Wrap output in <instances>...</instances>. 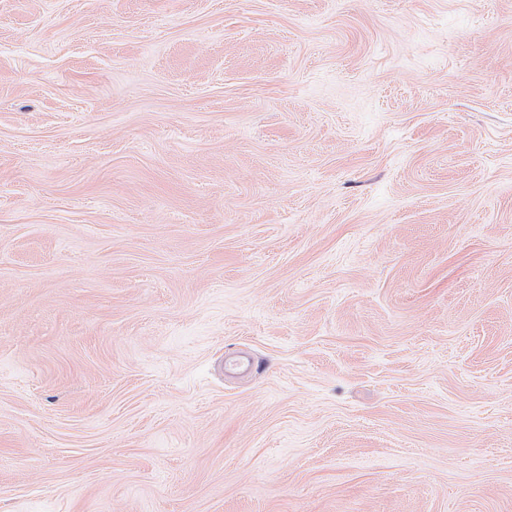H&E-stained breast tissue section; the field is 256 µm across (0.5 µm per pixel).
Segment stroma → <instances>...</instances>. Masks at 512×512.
Wrapping results in <instances>:
<instances>
[{
	"label": "stroma",
	"instance_id": "35a3bbf8",
	"mask_svg": "<svg viewBox=\"0 0 512 512\" xmlns=\"http://www.w3.org/2000/svg\"><path fill=\"white\" fill-rule=\"evenodd\" d=\"M0 512H512V0H0Z\"/></svg>",
	"mask_w": 512,
	"mask_h": 512
}]
</instances>
